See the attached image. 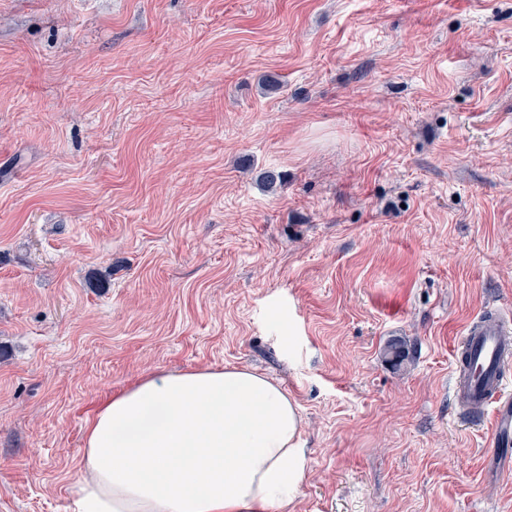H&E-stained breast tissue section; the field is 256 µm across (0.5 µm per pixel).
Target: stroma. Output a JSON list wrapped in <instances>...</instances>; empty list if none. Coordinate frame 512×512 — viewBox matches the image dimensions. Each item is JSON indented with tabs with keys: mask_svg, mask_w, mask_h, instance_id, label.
<instances>
[{
	"mask_svg": "<svg viewBox=\"0 0 512 512\" xmlns=\"http://www.w3.org/2000/svg\"><path fill=\"white\" fill-rule=\"evenodd\" d=\"M493 304L512 0H0V512H71L102 401L224 367L298 406L292 512H512L450 392Z\"/></svg>",
	"mask_w": 512,
	"mask_h": 512,
	"instance_id": "35a3bbf8",
	"label": "stroma"
}]
</instances>
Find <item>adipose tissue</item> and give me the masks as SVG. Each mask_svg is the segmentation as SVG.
<instances>
[{"label":"adipose tissue","mask_w":512,"mask_h":512,"mask_svg":"<svg viewBox=\"0 0 512 512\" xmlns=\"http://www.w3.org/2000/svg\"><path fill=\"white\" fill-rule=\"evenodd\" d=\"M301 429L287 393L247 369L146 376L88 420L72 512H287Z\"/></svg>","instance_id":"obj_1"}]
</instances>
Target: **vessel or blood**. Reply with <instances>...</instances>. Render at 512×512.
Instances as JSON below:
<instances>
[{
    "label": "vessel or blood",
    "instance_id": "b4317fda",
    "mask_svg": "<svg viewBox=\"0 0 512 512\" xmlns=\"http://www.w3.org/2000/svg\"><path fill=\"white\" fill-rule=\"evenodd\" d=\"M512 311L494 308L472 321L462 339L454 392L462 412H489L495 435L512 432Z\"/></svg>",
    "mask_w": 512,
    "mask_h": 512
}]
</instances>
